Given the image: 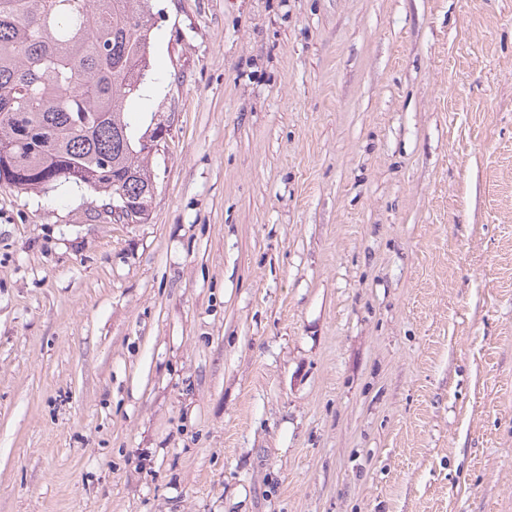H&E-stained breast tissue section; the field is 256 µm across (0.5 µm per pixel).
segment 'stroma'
<instances>
[{
    "label": "stroma",
    "mask_w": 512,
    "mask_h": 512,
    "mask_svg": "<svg viewBox=\"0 0 512 512\" xmlns=\"http://www.w3.org/2000/svg\"><path fill=\"white\" fill-rule=\"evenodd\" d=\"M142 224L0 186V512H512V0H152Z\"/></svg>",
    "instance_id": "obj_1"
}]
</instances>
